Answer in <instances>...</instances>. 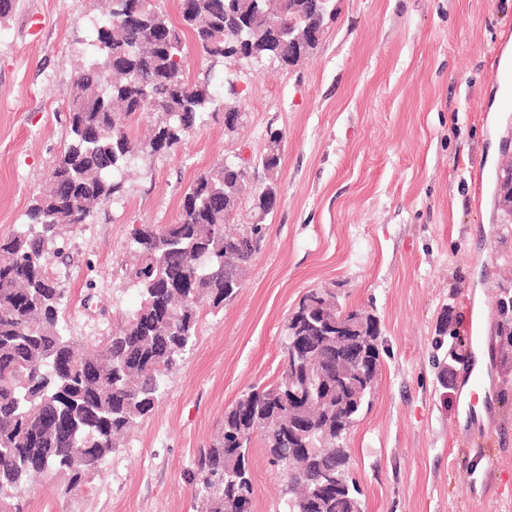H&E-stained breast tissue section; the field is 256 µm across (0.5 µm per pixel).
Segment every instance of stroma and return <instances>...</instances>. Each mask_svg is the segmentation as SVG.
<instances>
[{"mask_svg":"<svg viewBox=\"0 0 512 512\" xmlns=\"http://www.w3.org/2000/svg\"><path fill=\"white\" fill-rule=\"evenodd\" d=\"M101 14V0H17L0 20V235L24 222L66 143L64 94L95 56ZM187 76L217 89L232 78L243 121L226 131L215 103L175 152L135 163L122 200L69 233L59 286L70 332L94 344L138 305L125 275L135 228L175 222L201 173L259 158L278 130V207L257 216L245 193L233 215L263 222L265 247L236 298L204 310L129 441L76 489L62 474L29 488L24 512H196L185 471L239 394L280 376L284 323L313 288L373 314L384 339L372 405L350 437L366 512H512V356L495 334L512 226L493 203L512 133V0H336L299 66L194 56ZM252 481L254 512H275L284 474L258 445Z\"/></svg>","mask_w":512,"mask_h":512,"instance_id":"obj_1","label":"stroma"}]
</instances>
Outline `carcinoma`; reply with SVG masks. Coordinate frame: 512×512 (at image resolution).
<instances>
[{
    "label": "carcinoma",
    "mask_w": 512,
    "mask_h": 512,
    "mask_svg": "<svg viewBox=\"0 0 512 512\" xmlns=\"http://www.w3.org/2000/svg\"><path fill=\"white\" fill-rule=\"evenodd\" d=\"M138 2L144 22L110 12L96 28L98 58L65 92L69 139L49 187L26 221L0 236V512H20L17 500L39 477L66 473L79 485L125 445L178 371L204 307L235 298L237 275L264 246V224L227 229L247 170L220 160L189 186L178 221L134 232L128 275L141 300L122 327L87 348L62 323L55 259L63 250L51 245L123 196L120 173L128 164L176 150L209 116L214 90L186 76L184 33L207 60L232 56L246 35L265 57L269 51L257 38L267 29L321 35L336 15L333 0L318 15L298 14L300 0H268L263 10L248 0H178L177 26L156 0ZM146 111L154 123L130 136L129 120ZM268 136L252 167L276 174L282 133ZM277 196V185L265 184L254 209L272 213ZM357 320L363 333L336 335L338 326ZM498 330L501 350L511 354L512 317L499 319ZM356 340L366 350L346 377L356 388L339 396L334 382L316 388L322 377L336 376V346ZM381 346L375 316L345 306L333 288L304 294L285 324L280 379L241 392L186 472L198 512H252L256 441L284 471L280 512H365L348 444L371 404Z\"/></svg>",
    "instance_id": "carcinoma-1"
}]
</instances>
